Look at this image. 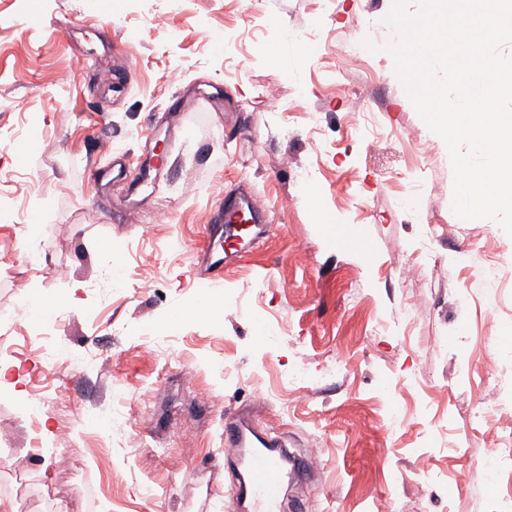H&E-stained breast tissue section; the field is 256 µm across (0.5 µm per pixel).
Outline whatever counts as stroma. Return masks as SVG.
Returning <instances> with one entry per match:
<instances>
[{"instance_id": "1", "label": "stroma", "mask_w": 512, "mask_h": 512, "mask_svg": "<svg viewBox=\"0 0 512 512\" xmlns=\"http://www.w3.org/2000/svg\"><path fill=\"white\" fill-rule=\"evenodd\" d=\"M98 2L0 0V202L14 207L0 220V309L60 301L48 334L85 359L47 370L29 342L38 320L0 323L15 352L0 363V448L30 454L23 472L0 467V512L24 500L35 512H233L224 417L243 410L287 434L289 452H322L318 477L287 486V512H493L512 467L494 464L496 428L477 414L512 392V348L499 343L512 236L454 214L448 147L385 49L393 0ZM312 42L306 64L268 58ZM98 63L115 88L96 84ZM418 138L434 149L424 170ZM303 169L313 180L298 182ZM241 190L266 202L273 230L228 264L210 318H183L207 218ZM161 210L172 223H154ZM32 229L38 266L25 261ZM173 239L188 250L171 254ZM474 250L498 280L496 306L470 285ZM144 278L154 291L138 290ZM118 386L122 428L71 426L68 405L111 411ZM34 394L53 400L35 420ZM66 427L76 467L59 474L50 454Z\"/></svg>"}]
</instances>
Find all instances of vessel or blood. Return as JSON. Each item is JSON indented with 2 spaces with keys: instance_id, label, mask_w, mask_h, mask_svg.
I'll return each instance as SVG.
<instances>
[{
  "instance_id": "obj_1",
  "label": "vessel or blood",
  "mask_w": 512,
  "mask_h": 512,
  "mask_svg": "<svg viewBox=\"0 0 512 512\" xmlns=\"http://www.w3.org/2000/svg\"><path fill=\"white\" fill-rule=\"evenodd\" d=\"M209 220L223 229L217 245L228 260L260 244L271 229L267 204L253 196L225 198ZM286 446L283 434L270 429L259 432L249 416L225 419L224 450L241 466L231 496L244 504L246 512H283L285 487L300 470L297 457L289 455Z\"/></svg>"
}]
</instances>
